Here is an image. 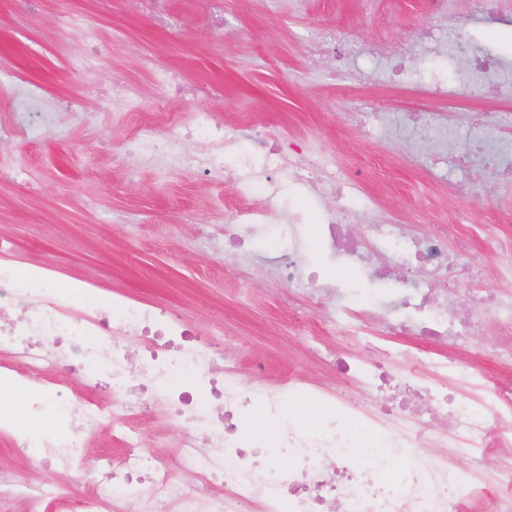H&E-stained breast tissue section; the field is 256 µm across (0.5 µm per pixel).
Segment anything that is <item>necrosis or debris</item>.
I'll return each instance as SVG.
<instances>
[{
	"label": "necrosis or debris",
	"instance_id": "1",
	"mask_svg": "<svg viewBox=\"0 0 512 512\" xmlns=\"http://www.w3.org/2000/svg\"><path fill=\"white\" fill-rule=\"evenodd\" d=\"M446 41L467 59L466 78L478 79L495 96L512 95V76L496 56L480 52L457 27ZM189 141L203 142L207 154L183 152ZM446 155L449 166L512 179V155L482 135L468 148L449 146ZM146 160L162 169H219L247 185L251 204L224 212L228 250L244 251L248 233L264 230L287 211L288 246L275 272L291 285L324 289L329 282L300 260L305 239L298 214L287 210L288 187L319 197L314 234L338 267L359 266L372 279H395L393 268L374 265L364 247L369 240L402 264L438 277L453 278L459 266L480 268L468 236H461L452 258L442 226L410 238L396 224L363 223L342 180L320 160H286L273 140L244 143L208 111L169 121ZM356 223L359 235H349L348 226ZM481 236L484 253L503 257L488 305L499 327L512 331V236L486 230ZM393 305L416 314L421 335L457 346L486 333L479 319L454 312L448 295L421 284L403 285L390 305L366 293L344 299L340 309L358 321H380ZM0 350L8 355L0 366L28 379L42 375L59 351L88 378L112 382L115 400L108 406L90 401L75 411L59 388L32 399L31 412L52 427H67L69 435L24 440L21 448L42 462L69 467L107 412L122 447L120 455L100 458L88 477L91 492L78 499L0 469V507L23 498L36 510L54 504L56 512H155L160 505L166 512H466L480 499L489 512H512V467L487 482L476 476L486 457L512 447V385L491 388L475 365L446 355H408L415 392L426 408L422 414L394 411L390 388L396 375L381 358L341 365L349 383L360 386V401L350 391L301 378L268 389L244 377L233 352H225L223 370L214 371L212 348L181 317H161L119 298L106 311L79 300L63 302L50 275L19 272L2 243ZM150 399L163 402L169 422L181 431L174 454L181 473L173 471L174 456L146 451L138 428L126 420ZM306 406L317 409L314 420L304 417ZM434 417L455 418L459 426L437 429L430 423ZM427 447L455 449L459 465L424 456Z\"/></svg>",
	"mask_w": 512,
	"mask_h": 512
}]
</instances>
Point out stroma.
<instances>
[{"label":"stroma","mask_w":512,"mask_h":512,"mask_svg":"<svg viewBox=\"0 0 512 512\" xmlns=\"http://www.w3.org/2000/svg\"><path fill=\"white\" fill-rule=\"evenodd\" d=\"M166 25L131 11L127 0H112L99 11L94 0H0V126L21 122L29 108L59 105L57 120L25 140L0 147V239L12 247L22 268L51 269L57 292L67 296L76 278L90 280L89 302L104 306L119 290L146 304L188 317L220 346L239 352L246 377L265 366V383L295 376L343 385L324 359L328 350L359 358L383 352L390 359L432 340L378 327L377 349L364 347L339 319L337 305L313 301L306 286L279 283L266 271L279 224L253 236L252 255L224 249V208L247 195L223 176L193 169L167 171L131 161L113 164L114 153L139 142L149 148L164 125L151 106L160 92L141 56L157 66L180 68L194 94L171 105L173 115L209 111L229 123L254 121L280 144L304 142L344 173L345 191L373 220L399 222L414 236L465 201V171L449 170L434 135L419 137L403 123L408 112L432 120L457 90L459 61L427 51L420 61L390 77L372 62V43L405 40L417 27L444 34L451 19L466 14L469 0H447V11L432 12L429 0H231L223 28L201 0H169ZM338 32L322 55L307 53L310 33ZM479 46L512 61V0H496L494 15L472 23ZM107 46L94 73L81 67L79 50ZM123 75L136 99L118 103L104 90L113 74ZM377 104L386 124L367 134L347 119L349 108ZM512 112V101L483 99L471 87L456 111L450 136L464 144L472 115L486 109ZM469 210L474 224L495 223L512 233V190L494 184L476 189ZM335 319V332L318 328ZM497 327L460 351L497 383L512 384V365L495 362L491 344ZM71 387L76 402L110 396L73 375L63 358L45 373L15 377L0 396L25 402L31 387ZM149 448L171 451L180 431L154 404L134 416ZM12 431L0 432V467L30 483L88 494L84 476L100 456L118 453L112 424L102 420L88 448L60 470L37 464L11 450Z\"/></svg>","instance_id":"stroma-1"}]
</instances>
